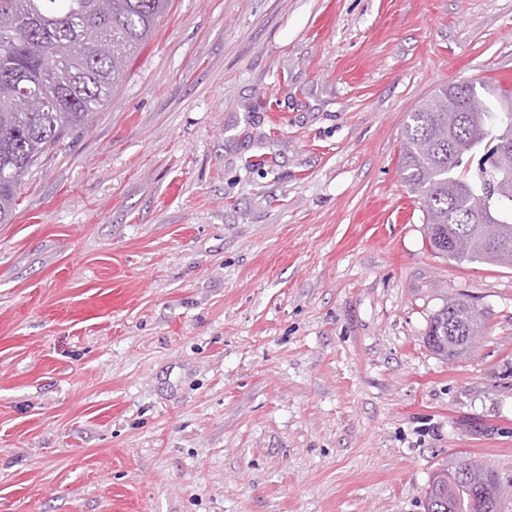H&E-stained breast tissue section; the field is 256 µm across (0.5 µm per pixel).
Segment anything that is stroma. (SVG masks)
Wrapping results in <instances>:
<instances>
[{"mask_svg":"<svg viewBox=\"0 0 512 512\" xmlns=\"http://www.w3.org/2000/svg\"><path fill=\"white\" fill-rule=\"evenodd\" d=\"M512 82V0H172L0 224V512H425L512 484V268L436 256L399 167ZM465 295L480 343L432 315ZM483 326L482 315L474 304L458 296L446 301L433 314L426 333V342L438 355L447 359L459 358L468 353L469 349L464 348L463 341L455 336H464L470 345L475 346L481 336H466L462 331L482 335ZM475 467L482 474L486 482L484 485L475 484L468 474H457L456 467L437 471L428 485L426 492L427 512H470L471 500L477 487H481L485 494L486 512L504 511V502L497 494L496 488L500 485L499 478L492 469L486 465L474 462Z\"/></svg>","mask_w":512,"mask_h":512,"instance_id":"35a3bbf8","label":"stroma"}]
</instances>
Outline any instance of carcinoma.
<instances>
[{"label": "carcinoma", "mask_w": 512, "mask_h": 512, "mask_svg": "<svg viewBox=\"0 0 512 512\" xmlns=\"http://www.w3.org/2000/svg\"><path fill=\"white\" fill-rule=\"evenodd\" d=\"M0 0V77L20 74L21 86L43 100L44 111L25 112L0 96V224L17 206L23 178L40 157L85 126L111 100L127 67L166 16L170 0ZM400 168L426 214L432 251L456 262L512 268V188L504 187L499 160L512 148V87L485 82L442 85L409 115ZM484 234L483 251L462 252L452 242ZM481 313L452 298L436 311L428 346L447 358L468 349L460 332L483 333ZM487 512H503L495 472L475 464ZM426 492V512H470L477 484L456 469L437 471Z\"/></svg>", "instance_id": "carcinoma-1"}]
</instances>
